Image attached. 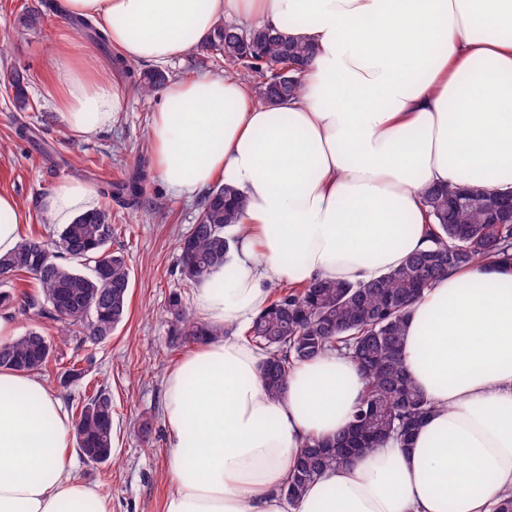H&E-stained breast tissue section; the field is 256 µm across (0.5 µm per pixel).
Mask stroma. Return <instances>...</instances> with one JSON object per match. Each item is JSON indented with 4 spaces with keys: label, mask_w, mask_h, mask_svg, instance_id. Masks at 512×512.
<instances>
[{
    "label": "stroma",
    "mask_w": 512,
    "mask_h": 512,
    "mask_svg": "<svg viewBox=\"0 0 512 512\" xmlns=\"http://www.w3.org/2000/svg\"><path fill=\"white\" fill-rule=\"evenodd\" d=\"M49 0H0V32L11 38L0 55V70L17 67L29 75L34 111H15L11 94L0 82V192L14 194L29 214L22 235L52 233L42 223L40 202L61 179L76 177L94 186L122 182L143 174L136 203L101 199L112 210L116 238L131 269L129 310L111 337L99 343L73 337L58 343L41 377L61 398L68 412L98 390L112 397L116 427V453L111 462L93 464L78 448H71L74 472L87 484L106 493L112 512H163L171 490L170 450L162 420L163 381L167 371L187 353L168 351L166 307L172 293L184 305L192 303V286L181 280L177 267V241L199 215L198 200L171 199L158 178L149 131L156 98L144 99L119 74L124 106L110 128L88 138L69 134L53 106L48 75L54 45L69 16L49 8ZM43 9L47 21L35 32L16 29V19L26 8ZM30 127L33 138L19 137ZM84 367L79 380L61 387L59 375L72 365ZM153 420L151 434H142L133 421Z\"/></svg>",
    "instance_id": "stroma-1"
}]
</instances>
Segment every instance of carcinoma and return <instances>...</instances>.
<instances>
[{
  "label": "carcinoma",
  "mask_w": 512,
  "mask_h": 512,
  "mask_svg": "<svg viewBox=\"0 0 512 512\" xmlns=\"http://www.w3.org/2000/svg\"><path fill=\"white\" fill-rule=\"evenodd\" d=\"M43 13L36 7L19 14L18 27L36 30ZM75 25L104 46L107 39L87 19ZM200 54L219 58L228 66H242L255 79L254 89L269 105L300 95L299 74L311 59L309 44L266 26L245 29L218 23L200 43ZM114 65L131 78L134 91L151 96L167 80L163 71H133L121 57ZM17 112L33 110L28 75L10 70L3 76ZM141 179L105 183L101 193L110 198L139 197ZM512 194L480 187L446 185L424 192L430 225V246L409 255L397 268L368 283L316 280L301 289H274L267 307L254 319L248 335L265 352L260 377L265 390L281 397L288 389V373L297 362H310L325 351H345L360 365L365 393L343 435L315 441L297 455L284 493L292 499L327 470L352 456L370 453L391 437L410 440L433 410L417 389L401 357L405 320L412 305L448 270L495 257L512 263V221H499L508 211ZM245 201L231 186L218 183L201 200L197 223L179 238L180 275L189 283L206 277L222 264L229 251L224 229L240 221ZM116 232L112 213L103 208L77 217L50 236L21 240L16 250L0 258V284L17 276L34 281L37 291L21 297V310L58 324V335L82 334L103 341L124 320L128 311L130 268L123 252L112 249ZM169 330L165 347L205 342L228 333L192 318L181 295L169 299ZM54 353V343L30 329L10 343L0 344V368L38 372ZM112 398L100 391L77 406L74 418L77 441L89 462L112 458Z\"/></svg>",
  "instance_id": "1"
}]
</instances>
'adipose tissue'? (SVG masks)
I'll return each instance as SVG.
<instances>
[{"instance_id": "adipose-tissue-1", "label": "adipose tissue", "mask_w": 512, "mask_h": 512, "mask_svg": "<svg viewBox=\"0 0 512 512\" xmlns=\"http://www.w3.org/2000/svg\"><path fill=\"white\" fill-rule=\"evenodd\" d=\"M123 56L169 64L228 13L306 39L302 95L260 106L233 76L169 82L153 111L156 172L175 200L214 181L246 207L223 266L193 286L205 323L164 382L173 487L164 512H493L512 495V264L461 270L411 307L402 357L434 409L389 441L281 492L300 449L341 435L364 377L328 352L291 368L285 396L261 381L245 336L281 283L367 282L426 249L422 193L444 185L512 191V0H65ZM53 104L68 132L111 127L123 91L108 62L60 36ZM99 206L67 178L43 201L53 224ZM27 214L0 192V257ZM74 427L37 375L0 369V512H112L76 476Z\"/></svg>"}]
</instances>
